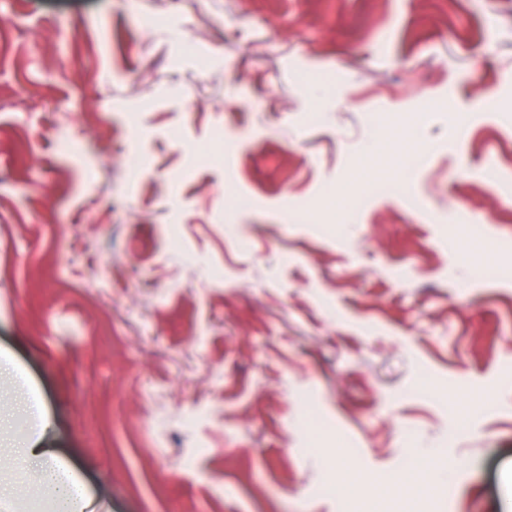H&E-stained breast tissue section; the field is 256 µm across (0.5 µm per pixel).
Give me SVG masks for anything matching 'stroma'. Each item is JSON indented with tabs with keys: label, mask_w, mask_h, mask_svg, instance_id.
<instances>
[{
	"label": "stroma",
	"mask_w": 512,
	"mask_h": 512,
	"mask_svg": "<svg viewBox=\"0 0 512 512\" xmlns=\"http://www.w3.org/2000/svg\"><path fill=\"white\" fill-rule=\"evenodd\" d=\"M1 395L95 512H512V0H0ZM420 467L418 463H414L396 479L388 482L385 492L389 495H398L400 493L399 486L416 491L420 487Z\"/></svg>",
	"instance_id": "35a3bbf8"
}]
</instances>
